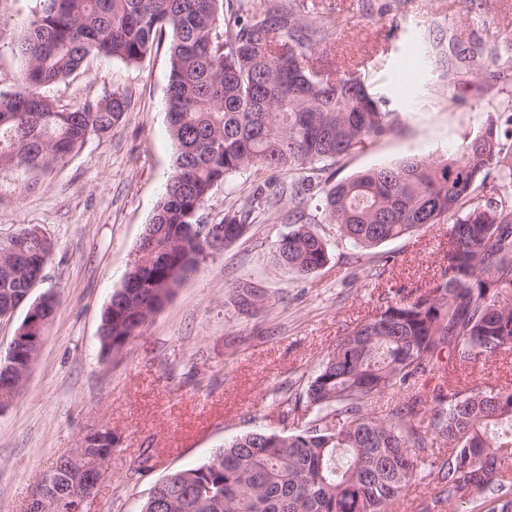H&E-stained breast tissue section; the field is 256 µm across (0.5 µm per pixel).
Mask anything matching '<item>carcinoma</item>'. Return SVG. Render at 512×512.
I'll return each instance as SVG.
<instances>
[{
    "instance_id": "cac0c4a2",
    "label": "carcinoma",
    "mask_w": 512,
    "mask_h": 512,
    "mask_svg": "<svg viewBox=\"0 0 512 512\" xmlns=\"http://www.w3.org/2000/svg\"><path fill=\"white\" fill-rule=\"evenodd\" d=\"M16 46L18 86L0 92V170H43L108 137L128 108L114 88L61 105L44 90L91 55L139 62L170 35L167 98L174 171L144 234L151 249L128 272L133 297L172 294L211 252L196 219L212 189L242 170H309L290 184L224 213V244L242 237L288 196L296 216L275 244L277 265L300 279L332 258L314 225L336 243L368 251L430 224L448 225V249L432 281L393 298L345 330L298 392L283 401L278 431L224 443L180 482L159 481L140 512H391L432 478L420 502L512 512V388L470 385L459 371L512 350V113L491 120L447 159L409 158L340 181L327 166L394 132L397 112L363 80L321 70L303 50L327 39L315 3L281 0L262 15L245 0H43ZM320 188V215L306 212ZM0 271V302L28 286L47 239L25 228ZM116 290L101 315V351L117 354L142 314ZM442 372L433 396L419 379Z\"/></svg>"
}]
</instances>
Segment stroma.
<instances>
[{"instance_id": "35a3bbf8", "label": "stroma", "mask_w": 512, "mask_h": 512, "mask_svg": "<svg viewBox=\"0 0 512 512\" xmlns=\"http://www.w3.org/2000/svg\"><path fill=\"white\" fill-rule=\"evenodd\" d=\"M333 8L335 40L312 50L340 73L361 75L387 98L399 124L389 136L333 164L344 180L411 156L446 159L497 113L512 109V0H316ZM502 73L493 88L473 78ZM463 76L449 81L448 73ZM166 45L138 63L89 57L48 88L77 104L119 87L129 97L105 140L43 171H0V240L38 228L53 243L30 293L59 304L23 392L0 410V512L24 504L59 455L90 430L115 439L108 473L89 512H139L168 473L200 464L232 437L280 427L288 387L308 378L344 329L400 288L430 282L448 227L433 224L355 257L333 241L330 263L300 280L272 259L288 227V202L207 257L119 354L103 356V308L133 264L169 179L175 154L166 116ZM302 173L251 168L215 188L201 212L220 220L257 187L274 190ZM258 286V310L240 311L236 287ZM145 468H138V461Z\"/></svg>"}]
</instances>
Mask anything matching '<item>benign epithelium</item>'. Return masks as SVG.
Wrapping results in <instances>:
<instances>
[{
  "instance_id": "benign-epithelium-1",
  "label": "benign epithelium",
  "mask_w": 512,
  "mask_h": 512,
  "mask_svg": "<svg viewBox=\"0 0 512 512\" xmlns=\"http://www.w3.org/2000/svg\"><path fill=\"white\" fill-rule=\"evenodd\" d=\"M53 313L45 299L32 303L0 361V398L11 404L22 392L26 376L41 347L45 329ZM112 430L100 428L84 435L77 446L60 455L62 460L77 461L84 466L85 478L56 496L46 493L48 474L43 475L37 489L24 505V512H84V505L95 499L112 456Z\"/></svg>"
}]
</instances>
